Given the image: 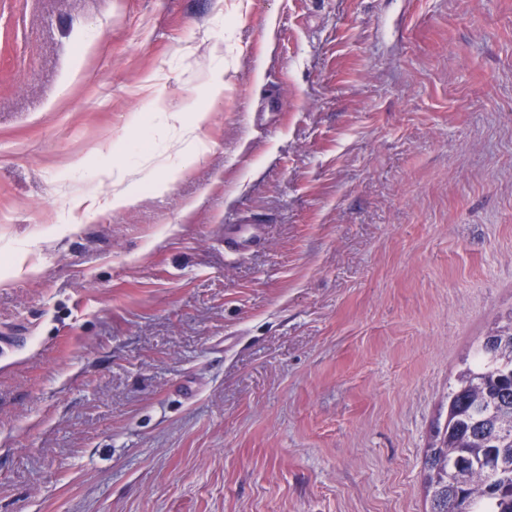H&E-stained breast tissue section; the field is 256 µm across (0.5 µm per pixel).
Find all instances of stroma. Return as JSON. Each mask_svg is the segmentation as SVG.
I'll return each mask as SVG.
<instances>
[{
  "mask_svg": "<svg viewBox=\"0 0 512 512\" xmlns=\"http://www.w3.org/2000/svg\"><path fill=\"white\" fill-rule=\"evenodd\" d=\"M511 310L512 0H0V512H429ZM185 113V112H183ZM183 113L168 115L169 120L173 127H177L180 131L187 134V138L182 141L183 147L180 149L179 154L182 156H198L200 153V146L196 142V138L191 135L197 131L200 125L206 119L205 112H191L194 115L191 118L186 117ZM264 233L260 224H228L224 227V250L241 253L263 244Z\"/></svg>",
  "mask_w": 512,
  "mask_h": 512,
  "instance_id": "obj_1",
  "label": "stroma"
}]
</instances>
